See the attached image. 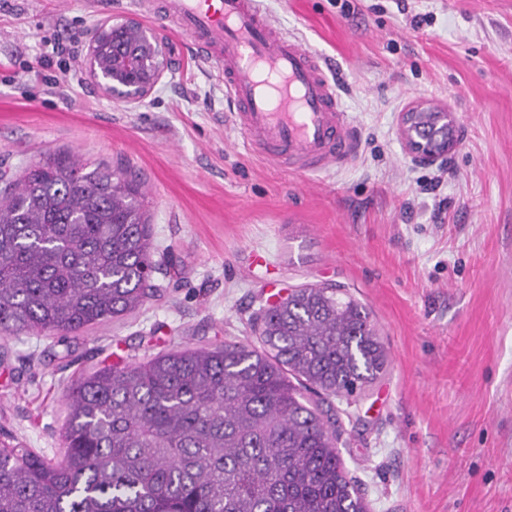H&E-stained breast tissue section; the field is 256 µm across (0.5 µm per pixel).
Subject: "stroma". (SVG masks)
<instances>
[{
  "instance_id": "stroma-1",
  "label": "stroma",
  "mask_w": 512,
  "mask_h": 512,
  "mask_svg": "<svg viewBox=\"0 0 512 512\" xmlns=\"http://www.w3.org/2000/svg\"><path fill=\"white\" fill-rule=\"evenodd\" d=\"M405 4L264 0L328 61L358 127L352 164L302 177L245 147L220 65L166 17L133 0H0V172L58 151L125 163L157 246L139 310L64 345L0 337V441L61 458L76 377L258 345L271 295L332 284L366 306L388 354L362 392L331 400L370 512H512V0ZM417 14L429 20L415 28ZM123 16L162 37L168 64L136 104L85 72L86 32ZM419 101L452 116L446 167L412 163L400 138Z\"/></svg>"
}]
</instances>
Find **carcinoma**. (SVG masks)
<instances>
[{"mask_svg": "<svg viewBox=\"0 0 512 512\" xmlns=\"http://www.w3.org/2000/svg\"><path fill=\"white\" fill-rule=\"evenodd\" d=\"M129 39L110 33L100 63ZM141 198L134 178L66 153L5 181L0 335L63 339L143 306L154 247ZM259 338L81 376L62 461L0 442V512H365L322 403L383 372L369 313L302 287Z\"/></svg>", "mask_w": 512, "mask_h": 512, "instance_id": "cac0c4a2", "label": "carcinoma"}]
</instances>
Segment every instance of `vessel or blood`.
I'll use <instances>...</instances> for the list:
<instances>
[{
    "mask_svg": "<svg viewBox=\"0 0 512 512\" xmlns=\"http://www.w3.org/2000/svg\"><path fill=\"white\" fill-rule=\"evenodd\" d=\"M165 10L201 57L218 61L235 125L271 165L308 175L350 163L353 126L321 56L276 34L259 0H142Z\"/></svg>",
    "mask_w": 512,
    "mask_h": 512,
    "instance_id": "1",
    "label": "vessel or blood"
}]
</instances>
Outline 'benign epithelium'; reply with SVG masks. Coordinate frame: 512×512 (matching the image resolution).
Returning <instances> with one entry per match:
<instances>
[{
	"mask_svg": "<svg viewBox=\"0 0 512 512\" xmlns=\"http://www.w3.org/2000/svg\"><path fill=\"white\" fill-rule=\"evenodd\" d=\"M119 25L134 31L135 44L112 54V69L101 71L97 69L94 57L104 45L109 28ZM85 53L90 63L87 68L89 76L111 99H142L152 92L165 75L163 41L131 17L88 31L85 36ZM427 114L441 124L448 123V113L426 108L419 103L402 113L400 136L415 163L427 167H441L448 163V152L454 148L455 138L431 136L423 132V122Z\"/></svg>",
	"mask_w": 512,
	"mask_h": 512,
	"instance_id": "benign-epithelium-1",
	"label": "benign epithelium"
}]
</instances>
